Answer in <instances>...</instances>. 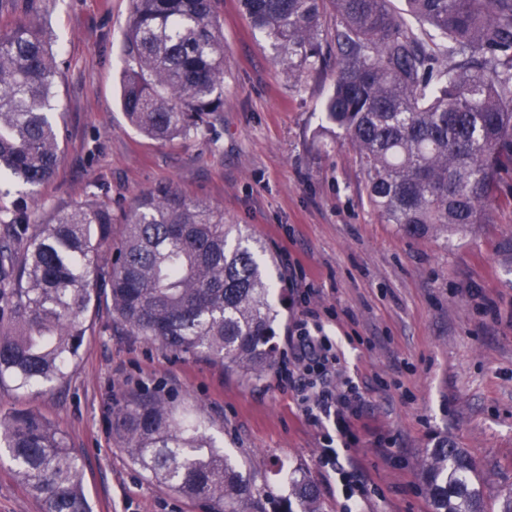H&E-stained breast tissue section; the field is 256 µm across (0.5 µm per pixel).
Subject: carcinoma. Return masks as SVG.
I'll return each mask as SVG.
<instances>
[{
  "label": "carcinoma",
  "mask_w": 512,
  "mask_h": 512,
  "mask_svg": "<svg viewBox=\"0 0 512 512\" xmlns=\"http://www.w3.org/2000/svg\"><path fill=\"white\" fill-rule=\"evenodd\" d=\"M288 77L318 74V46L336 47L326 120L364 168L372 207L412 237H448L483 222L501 174L512 171V0H406L414 30L391 0H239ZM336 25L325 34L323 16ZM16 15L0 28V176L35 187L55 173L60 132L51 116L61 76L33 0H0ZM120 104L158 141L195 137L224 111V44L215 0H131ZM123 224L112 246V224ZM0 386L51 392L80 357L94 303L112 324L177 357L260 379L276 365L275 287L264 244L202 199L169 184L112 215L93 201L34 223L28 199L0 208ZM132 462L211 512H268L267 495L192 413L160 387L109 408ZM0 449L44 512H93L83 466L53 422L0 411ZM432 512H485L482 480L462 448L437 440L419 463ZM320 512L317 485L288 474L281 512Z\"/></svg>",
  "instance_id": "cac0c4a2"
}]
</instances>
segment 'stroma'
Masks as SVG:
<instances>
[{
	"mask_svg": "<svg viewBox=\"0 0 512 512\" xmlns=\"http://www.w3.org/2000/svg\"><path fill=\"white\" fill-rule=\"evenodd\" d=\"M129 0H35L61 67L56 174L24 189L0 180V206L28 191L36 223L102 199L126 209L159 184L207 200L275 255L277 345L305 305L319 311L338 369L359 392L355 439L340 468L322 461L333 424L307 421L276 374L249 380L115 327L105 304L86 314L81 358L51 393L0 386V407L54 421L84 465L93 512H208L206 503L152 481L103 418L105 404L140 386L174 391L180 409L223 423L217 445L244 478L288 492L275 463L305 472L323 512H430L417 475L425 448L465 449L488 496L512 490V180L489 221L443 240L411 238L371 207L366 174L321 110L334 75L300 81L273 63L238 0H220L224 110L190 140L160 142L130 125L119 103V50ZM0 512H43L0 463Z\"/></svg>",
	"mask_w": 512,
	"mask_h": 512,
	"instance_id": "obj_1",
	"label": "stroma"
}]
</instances>
